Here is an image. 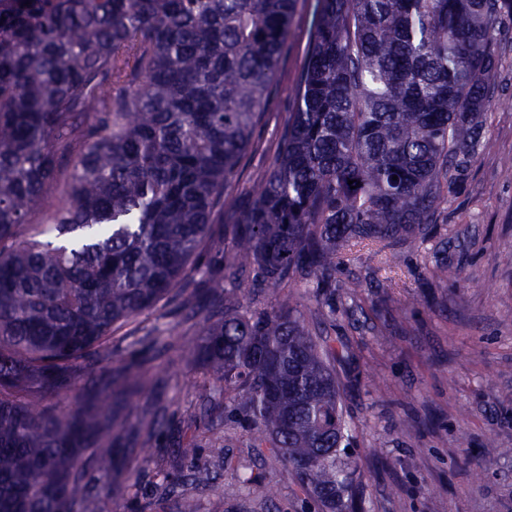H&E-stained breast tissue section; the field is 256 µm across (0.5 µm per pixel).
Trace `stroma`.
I'll list each match as a JSON object with an SVG mask.
<instances>
[{"label": "stroma", "instance_id": "obj_1", "mask_svg": "<svg viewBox=\"0 0 512 512\" xmlns=\"http://www.w3.org/2000/svg\"><path fill=\"white\" fill-rule=\"evenodd\" d=\"M306 22L296 18L276 72L274 91L255 131L234 192L247 196L270 167L305 61ZM499 68L486 111L477 161L423 240L397 247V260L375 244L345 248L336 315L325 328L350 356L336 362L348 425L353 485L364 512H512V27L498 37ZM447 259L462 279L433 278ZM163 335L141 353L117 343L113 364L143 365L144 398L126 427L150 434V457L113 441L123 492L107 495L88 473L98 512H178L179 471L189 462L176 449L184 414H205L196 431L208 474L194 485L198 512H323L287 477L282 464L250 446L248 429L224 421V393L213 373L183 354L201 343L203 315L189 321L147 311L140 332ZM227 440L235 470L210 457L215 437ZM496 454H484L487 443ZM260 484L243 488L245 474Z\"/></svg>", "mask_w": 512, "mask_h": 512}]
</instances>
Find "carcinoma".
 <instances>
[{"label": "carcinoma", "instance_id": "obj_1", "mask_svg": "<svg viewBox=\"0 0 512 512\" xmlns=\"http://www.w3.org/2000/svg\"><path fill=\"white\" fill-rule=\"evenodd\" d=\"M297 2L0 0V512H95L85 456L118 487L112 431L139 382L46 400L181 282L210 289L188 357L224 383L228 418L329 512H360L342 354L288 289L318 300L349 242L437 223L476 160L512 0H315L295 111L241 202Z\"/></svg>", "mask_w": 512, "mask_h": 512}]
</instances>
